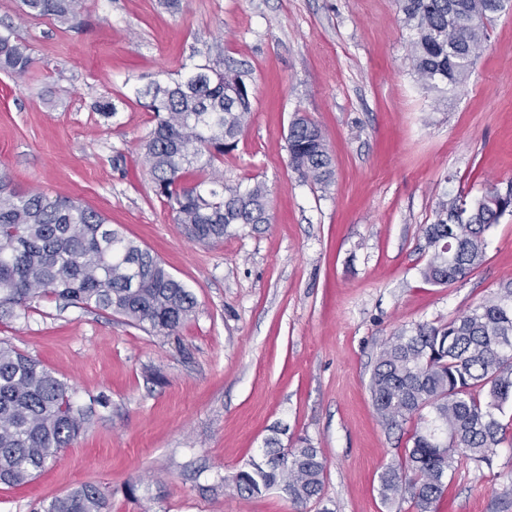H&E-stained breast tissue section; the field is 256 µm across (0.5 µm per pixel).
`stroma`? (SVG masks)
<instances>
[{
    "label": "stroma",
    "instance_id": "35a3bbf8",
    "mask_svg": "<svg viewBox=\"0 0 512 512\" xmlns=\"http://www.w3.org/2000/svg\"><path fill=\"white\" fill-rule=\"evenodd\" d=\"M0 23L35 58L24 82L0 71V171L20 191L102 213L197 301L169 335L51 295L0 319V339L77 404L109 402L33 480L0 485V512H40L83 484L108 512H410L379 495L401 446L378 421L370 377L391 336L446 323L512 281V214L464 280L420 275L440 202L512 186V9L447 93L414 75L397 0H84L73 28L0 0ZM196 51L247 74L251 122L218 167L228 186L264 182L269 201V223L209 245L184 238L140 149L155 123L141 88L179 78ZM103 98L114 117L94 110ZM298 113L325 135L329 188L289 165ZM273 436L309 440L325 462L305 509L275 489L241 499L230 481ZM510 484L512 446L488 467L457 457L440 512H512Z\"/></svg>",
    "mask_w": 512,
    "mask_h": 512
}]
</instances>
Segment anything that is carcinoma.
Wrapping results in <instances>:
<instances>
[{"label": "carcinoma", "instance_id": "cac0c4a2", "mask_svg": "<svg viewBox=\"0 0 512 512\" xmlns=\"http://www.w3.org/2000/svg\"><path fill=\"white\" fill-rule=\"evenodd\" d=\"M501 0H399L414 32L412 70L428 88H456L485 39V20ZM23 15L79 23L83 0H21ZM455 53H448V44ZM35 63L30 46L11 26L0 29V71L22 80ZM178 80L146 86L155 124L141 139L155 192L168 202L185 238L197 244L224 239L235 226L267 224V189L224 185L216 167L251 120L244 72L210 57L190 56ZM289 164L304 180L331 184L332 158L320 127L306 117L288 128ZM460 192L423 228L430 259L425 282L448 286L484 260L486 232L507 212L512 189L472 200L468 223L457 224ZM39 294L120 315L156 332L174 333L197 305L146 247L112 227L101 213L74 199L19 192L0 172V317ZM512 282L445 324L419 323L384 344L370 379L379 422L390 431L412 424L406 448L380 475L385 501L408 497L415 512H437L455 456L490 463L512 445L502 423L512 403ZM94 423V408L79 406L70 388L38 360L0 342V484L18 485ZM325 464L309 443L281 448L266 441V456L231 481L243 498L279 488L299 506L320 497ZM106 499L83 484L52 499L43 512H106Z\"/></svg>", "mask_w": 512, "mask_h": 512}]
</instances>
